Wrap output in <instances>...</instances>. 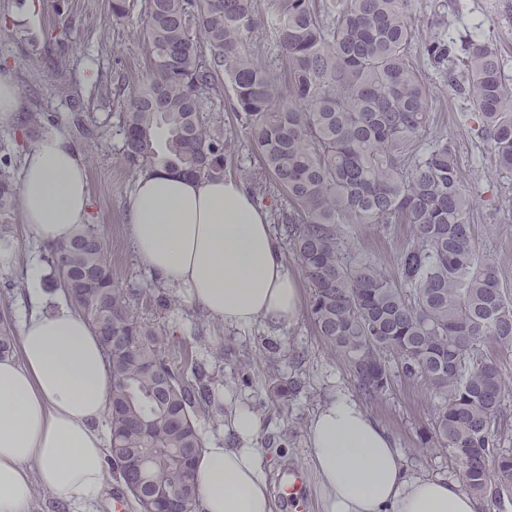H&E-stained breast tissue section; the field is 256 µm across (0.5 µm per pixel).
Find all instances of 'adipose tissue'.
I'll return each mask as SVG.
<instances>
[{"label": "adipose tissue", "instance_id": "obj_1", "mask_svg": "<svg viewBox=\"0 0 512 512\" xmlns=\"http://www.w3.org/2000/svg\"><path fill=\"white\" fill-rule=\"evenodd\" d=\"M22 232L60 245L90 221L87 163L61 128L24 151L18 178ZM125 237L144 269L215 323L285 330L301 315L298 275L285 261L267 210L240 180L157 166L124 201ZM31 309L14 353L0 357V512H28L36 489L75 506L105 482L100 423L112 367L90 323L67 303L41 311L42 269L26 270ZM257 417L236 408L224 440L195 464L203 512H273ZM306 465L319 512H483L461 481L408 471L393 438L340 391L307 424Z\"/></svg>", "mask_w": 512, "mask_h": 512}]
</instances>
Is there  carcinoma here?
<instances>
[{
	"label": "carcinoma",
	"mask_w": 512,
	"mask_h": 512,
	"mask_svg": "<svg viewBox=\"0 0 512 512\" xmlns=\"http://www.w3.org/2000/svg\"><path fill=\"white\" fill-rule=\"evenodd\" d=\"M142 24L151 76L123 112L124 129L138 132L125 141L130 163L206 178L236 171L256 194L284 195L288 210L272 219L301 266L318 336L360 397L375 401L395 376L423 382L437 405L420 445L453 453L472 493L512 495V453L495 446L512 431L508 367L484 351L512 352V298L477 249L454 146L426 140L433 100L423 77L435 68L471 103L476 136L511 176L512 84L495 50L476 36L460 54L442 37L419 40L415 0H271L265 14L254 0H145ZM262 31L274 37L273 61L253 49ZM221 75L261 177L241 167L236 132L211 127L201 109L199 94L219 92ZM15 198L0 171V238ZM356 224L410 226L394 274L354 255ZM49 252L68 300L100 335L120 337L106 349L114 470L145 455L137 498L161 487L199 512L197 418L220 408L214 388L194 364L166 359L169 330L136 314L96 229L86 225ZM15 345L5 312L0 355Z\"/></svg>",
	"instance_id": "obj_1"
}]
</instances>
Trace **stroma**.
Returning a JSON list of instances; mask_svg holds the SVG:
<instances>
[{"instance_id": "obj_1", "label": "stroma", "mask_w": 512, "mask_h": 512, "mask_svg": "<svg viewBox=\"0 0 512 512\" xmlns=\"http://www.w3.org/2000/svg\"><path fill=\"white\" fill-rule=\"evenodd\" d=\"M456 12H445L443 27L460 41L477 35L494 45L506 73L512 76V0H456ZM143 6L130 17L112 15V0H0V65H9L25 104V115L36 116V132L23 126L0 128V168L16 172L19 159L37 132L67 130L76 150L88 163L92 197L91 222L107 243L112 272L125 288H143L164 303L137 306L139 317L165 324L169 331L166 357L184 355L201 360L216 380L224 408L243 405L260 418L255 441L273 469L270 490L274 512H295L284 501L282 488L301 476L309 496L302 512H316L310 496L315 484L305 465L309 453L306 422L337 390L353 391L345 363L328 353L315 333L309 314L290 330L264 324L226 329L206 323L203 339L192 330L199 310L178 300L137 263L122 230L123 201L136 176L123 153V112L129 98L149 79V51L139 35ZM425 78L440 102L431 136L456 147L473 197L470 222L480 253L496 259L503 288L512 294V176H502L490 143L477 138L466 116L469 102L455 96L434 69ZM354 236L361 251L386 271L395 268L399 249L410 239L408 225L390 233L376 225L358 224ZM22 263L0 268V308H9L14 322L27 311ZM288 391V408L279 411L274 391ZM432 393L418 381L394 380L387 393L369 404L368 413L395 439L404 465L413 472L458 478L459 466L449 452L422 448L419 433L433 420ZM125 512H141L123 481L107 471L100 497L85 507L70 506L40 491L29 512H113L115 498Z\"/></svg>"}]
</instances>
